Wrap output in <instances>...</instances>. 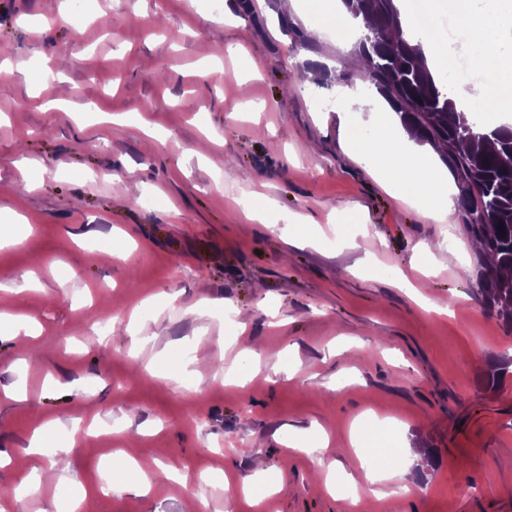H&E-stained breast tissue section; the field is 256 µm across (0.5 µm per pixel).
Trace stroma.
I'll list each match as a JSON object with an SVG mask.
<instances>
[{
	"mask_svg": "<svg viewBox=\"0 0 512 512\" xmlns=\"http://www.w3.org/2000/svg\"><path fill=\"white\" fill-rule=\"evenodd\" d=\"M334 10L297 0L287 33L273 0H0V228L33 227L0 249V312L41 330L0 333V512H67L80 487L81 512H341L307 449L328 434L350 466L368 423L399 463L360 481L356 512H512V373L487 384L512 331L464 226L424 221L355 158L385 118L338 105L368 91L339 78L359 30L294 37ZM134 438L141 468L176 478L109 488L102 464ZM256 471L260 507L225 492ZM201 473L214 484L188 492Z\"/></svg>",
	"mask_w": 512,
	"mask_h": 512,
	"instance_id": "1",
	"label": "stroma"
}]
</instances>
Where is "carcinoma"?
Returning <instances> with one entry per match:
<instances>
[{
  "mask_svg": "<svg viewBox=\"0 0 512 512\" xmlns=\"http://www.w3.org/2000/svg\"><path fill=\"white\" fill-rule=\"evenodd\" d=\"M343 2L369 26L371 42L354 50L363 65L344 69L340 78L359 80L382 95L416 142L446 147L444 162L458 182L457 206L482 247L483 303L512 329V128L488 132L457 111L395 0Z\"/></svg>",
  "mask_w": 512,
  "mask_h": 512,
  "instance_id": "carcinoma-1",
  "label": "carcinoma"
}]
</instances>
